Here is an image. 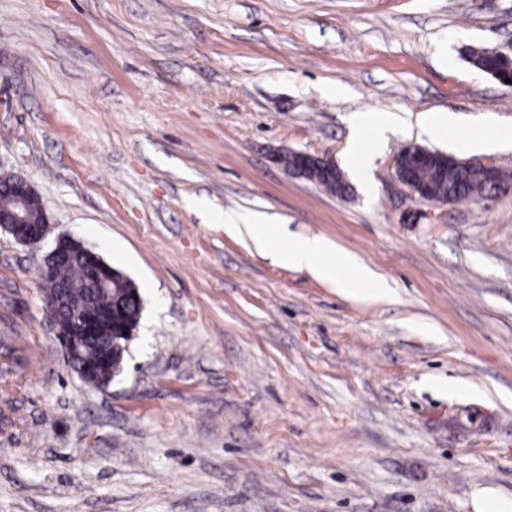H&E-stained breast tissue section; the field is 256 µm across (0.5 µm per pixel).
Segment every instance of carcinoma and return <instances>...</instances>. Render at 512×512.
Returning a JSON list of instances; mask_svg holds the SVG:
<instances>
[{
    "label": "carcinoma",
    "instance_id": "carcinoma-1",
    "mask_svg": "<svg viewBox=\"0 0 512 512\" xmlns=\"http://www.w3.org/2000/svg\"><path fill=\"white\" fill-rule=\"evenodd\" d=\"M470 57L483 72L501 68L499 58L484 52L472 50ZM399 165L415 183L431 186L433 198L439 201H471L489 195L493 189L482 170L444 153L431 151L418 157L404 149L399 153ZM307 179L332 194L345 195L338 177L322 168H311ZM102 281L108 282V289H99ZM41 286L47 297L65 289L63 310L69 313L79 309L90 313L96 321L95 334L77 350L71 368L76 372L88 368L100 379L118 377L142 313L141 293L135 283L126 276L114 275L112 266H101L77 253L71 260L54 265L42 278Z\"/></svg>",
    "mask_w": 512,
    "mask_h": 512
}]
</instances>
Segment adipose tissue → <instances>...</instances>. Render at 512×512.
Here are the masks:
<instances>
[{"label":"adipose tissue","instance_id":"1","mask_svg":"<svg viewBox=\"0 0 512 512\" xmlns=\"http://www.w3.org/2000/svg\"><path fill=\"white\" fill-rule=\"evenodd\" d=\"M226 231L247 234L259 251L271 254L284 267L299 269L329 282L343 295L370 290L382 295L376 274L354 254L340 249L326 237H286L274 218L262 212L225 213Z\"/></svg>","mask_w":512,"mask_h":512}]
</instances>
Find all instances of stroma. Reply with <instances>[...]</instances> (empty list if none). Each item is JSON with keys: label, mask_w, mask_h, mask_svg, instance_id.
Wrapping results in <instances>:
<instances>
[{"label": "stroma", "mask_w": 512, "mask_h": 512, "mask_svg": "<svg viewBox=\"0 0 512 512\" xmlns=\"http://www.w3.org/2000/svg\"><path fill=\"white\" fill-rule=\"evenodd\" d=\"M512 0H0V173L144 307L107 391L44 312L50 242L0 233V512H475L512 501V194L435 205L419 145L512 174ZM402 124L352 171L354 123ZM448 119L444 138L421 135ZM332 158L336 196L274 162ZM228 212L356 254L394 297L282 267ZM456 388H449V381ZM487 54H491L494 56H498L510 64V71H509V80L510 83H508L509 86L512 85V80L510 79L511 70H512V44L509 47V50L507 52L504 51H488ZM484 52H479L476 50H470L469 56L472 59L473 65L478 68L479 70L483 72H493L498 71L501 68V61L499 58L487 55Z\"/></svg>", "instance_id": "obj_1"}]
</instances>
